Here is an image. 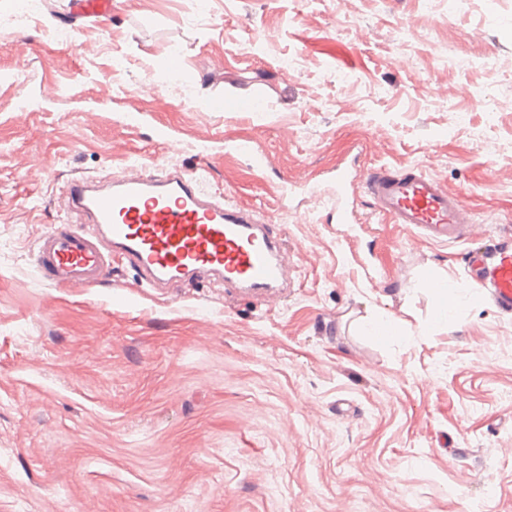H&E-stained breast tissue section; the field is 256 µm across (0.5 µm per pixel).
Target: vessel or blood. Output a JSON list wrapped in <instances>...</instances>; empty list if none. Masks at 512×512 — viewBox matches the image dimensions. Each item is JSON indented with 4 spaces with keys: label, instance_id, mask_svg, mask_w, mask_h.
Returning a JSON list of instances; mask_svg holds the SVG:
<instances>
[{
    "label": "vessel or blood",
    "instance_id": "vessel-or-blood-1",
    "mask_svg": "<svg viewBox=\"0 0 512 512\" xmlns=\"http://www.w3.org/2000/svg\"><path fill=\"white\" fill-rule=\"evenodd\" d=\"M111 11L112 0H70L76 19H98ZM333 183L328 203L335 223H351L352 189L360 183L383 219L439 245L470 242V276L488 305L512 315V240H477L472 213L441 179L416 167L363 174L344 167L337 169ZM65 194L82 223L42 234L32 255L36 272L55 287L102 284L117 260L159 294L186 277H206L231 292L259 291L272 301L288 290L283 242L248 208L205 191L197 172L155 171L136 162L106 180L71 179Z\"/></svg>",
    "mask_w": 512,
    "mask_h": 512
}]
</instances>
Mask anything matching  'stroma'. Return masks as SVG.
I'll return each mask as SVG.
<instances>
[{"label":"stroma","instance_id":"stroma-1","mask_svg":"<svg viewBox=\"0 0 512 512\" xmlns=\"http://www.w3.org/2000/svg\"><path fill=\"white\" fill-rule=\"evenodd\" d=\"M67 4L0 9V512H512V315L466 244L365 194L354 224L325 203L351 158L415 166L512 237V80L489 67L512 61V0H112L103 23ZM236 97L259 107L213 110ZM135 161L270 217L285 302L40 278L37 238L75 220L65 178ZM300 172L313 190L285 207ZM436 281L469 311L438 319ZM382 316L402 336L368 335ZM233 151L249 157L252 160V169L258 174H263L266 170V167L269 165V161L266 159V156L257 153L251 142L247 139H238L233 140L227 145Z\"/></svg>","mask_w":512,"mask_h":512}]
</instances>
